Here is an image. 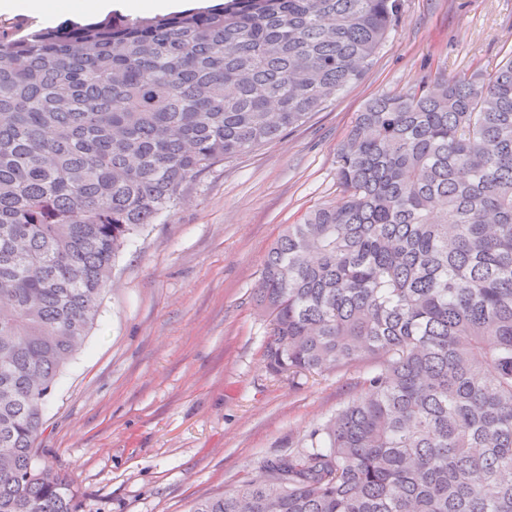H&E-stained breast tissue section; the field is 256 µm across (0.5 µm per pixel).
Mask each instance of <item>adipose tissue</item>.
<instances>
[{
	"label": "adipose tissue",
	"instance_id": "ef3b65f1",
	"mask_svg": "<svg viewBox=\"0 0 512 512\" xmlns=\"http://www.w3.org/2000/svg\"><path fill=\"white\" fill-rule=\"evenodd\" d=\"M183 0H0V15L23 13L32 17L58 18L78 15L93 18L118 12L135 16L145 11L169 14Z\"/></svg>",
	"mask_w": 512,
	"mask_h": 512
}]
</instances>
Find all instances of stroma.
Segmentation results:
<instances>
[{
  "instance_id": "obj_1",
  "label": "stroma",
  "mask_w": 512,
  "mask_h": 512,
  "mask_svg": "<svg viewBox=\"0 0 512 512\" xmlns=\"http://www.w3.org/2000/svg\"><path fill=\"white\" fill-rule=\"evenodd\" d=\"M512 51V0H401L364 77L306 124L189 181L117 257L100 314L44 411L40 458L79 512H189L363 396L369 365L298 377L263 366L253 292L278 234L341 201L336 148L380 93L438 73L494 72Z\"/></svg>"
}]
</instances>
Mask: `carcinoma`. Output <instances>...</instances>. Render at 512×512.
<instances>
[{"mask_svg":"<svg viewBox=\"0 0 512 512\" xmlns=\"http://www.w3.org/2000/svg\"><path fill=\"white\" fill-rule=\"evenodd\" d=\"M399 7L225 0L0 35V512H78L34 444L119 253L361 80ZM337 157L344 199L263 261V363L367 359L369 396L190 512H512V52L374 96Z\"/></svg>","mask_w":512,"mask_h":512,"instance_id":"obj_1","label":"carcinoma"}]
</instances>
